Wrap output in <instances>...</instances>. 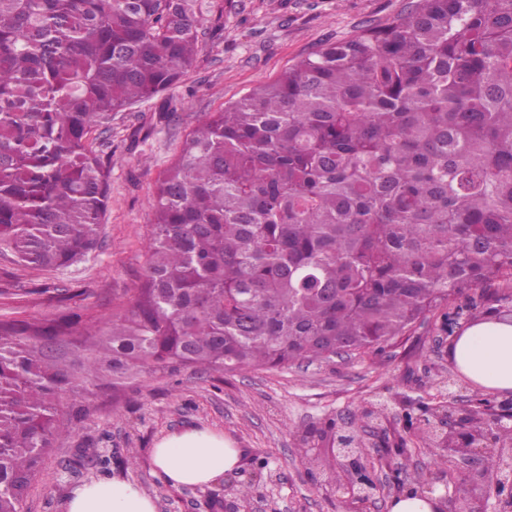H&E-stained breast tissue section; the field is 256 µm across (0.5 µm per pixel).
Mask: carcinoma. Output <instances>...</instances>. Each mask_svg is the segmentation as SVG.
Returning a JSON list of instances; mask_svg holds the SVG:
<instances>
[{
    "instance_id": "1",
    "label": "carcinoma",
    "mask_w": 512,
    "mask_h": 512,
    "mask_svg": "<svg viewBox=\"0 0 512 512\" xmlns=\"http://www.w3.org/2000/svg\"><path fill=\"white\" fill-rule=\"evenodd\" d=\"M204 0H0V247L67 268L109 203L101 135L195 64ZM128 307L0 321V512L82 402L381 350L472 290H512V0H416L209 113L158 180ZM471 403L472 445L491 425Z\"/></svg>"
}]
</instances>
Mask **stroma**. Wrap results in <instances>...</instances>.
<instances>
[{"label":"stroma","mask_w":512,"mask_h":512,"mask_svg":"<svg viewBox=\"0 0 512 512\" xmlns=\"http://www.w3.org/2000/svg\"><path fill=\"white\" fill-rule=\"evenodd\" d=\"M209 20L197 61L173 88L119 113L112 121L110 201L97 249L68 268L24 265L0 249V320L49 321L69 312L94 320L126 306L147 254L160 173L175 161L186 134L207 113L254 87L274 81L328 42L356 36L368 24L403 13L409 0H206ZM452 320L430 317L413 336L380 352L341 353L328 362L237 371L221 378L192 368L156 372L96 390L80 412L59 418L60 435L45 453L21 512H67L72 490L91 480L139 484L156 512H344L336 481L343 460L331 446L333 426L387 404L386 437L363 461L380 477L450 499L448 455L425 443L407 414L451 400L487 397L512 402V392L482 389L456 368L450 343L480 320L512 313L511 301H478ZM209 429L240 451V466L204 487L168 484L155 471L152 450L170 434ZM110 457L101 469L98 457ZM74 468H67V461ZM251 486L249 501L235 489Z\"/></svg>","instance_id":"stroma-1"}]
</instances>
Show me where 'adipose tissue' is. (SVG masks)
<instances>
[{
  "mask_svg": "<svg viewBox=\"0 0 512 512\" xmlns=\"http://www.w3.org/2000/svg\"><path fill=\"white\" fill-rule=\"evenodd\" d=\"M452 357L476 385L493 391L512 390V323L489 318L457 336ZM239 462L238 449L208 429H188L161 439L153 463L167 482L203 486L223 477ZM67 512H155L153 501L132 481L100 479L77 486Z\"/></svg>",
  "mask_w": 512,
  "mask_h": 512,
  "instance_id": "1",
  "label": "adipose tissue"
}]
</instances>
